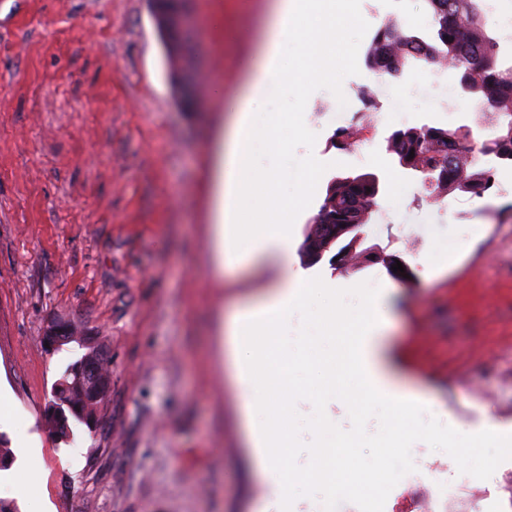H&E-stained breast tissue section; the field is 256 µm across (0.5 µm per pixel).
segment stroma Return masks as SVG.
Instances as JSON below:
<instances>
[{
	"label": "stroma",
	"mask_w": 512,
	"mask_h": 512,
	"mask_svg": "<svg viewBox=\"0 0 512 512\" xmlns=\"http://www.w3.org/2000/svg\"><path fill=\"white\" fill-rule=\"evenodd\" d=\"M272 0H187L182 33L186 81L196 109L179 104L150 0H0V387L15 429L41 445L31 459L51 512H256L262 502L236 385L232 338L223 322L256 300L269 275L242 264L218 271L215 163L225 105L244 99ZM365 26L345 28L339 83L295 81L261 112L295 120L281 147L260 153L293 190L310 164L320 203L336 176L373 173L389 207L362 228L364 246L400 256L332 270L337 287L385 289L389 319L378 352L403 390L427 400L430 416L459 432L491 416L512 424V182L481 196L457 193L446 208L412 188L386 139L401 122L386 99L364 109L375 76L365 50L385 22L422 36L434 28L426 0H354ZM432 66L418 61L390 87L405 90L410 124L471 128L486 135L483 109L435 99ZM367 110L373 140L330 145L336 101ZM454 245L445 272L427 268ZM58 316L75 321L112 360V387L95 428L75 425L70 443L42 424L52 385L84 343L45 350ZM82 454L83 466L71 464ZM416 480L397 484L386 507L460 492L465 512L474 478L422 442Z\"/></svg>",
	"instance_id": "obj_1"
}]
</instances>
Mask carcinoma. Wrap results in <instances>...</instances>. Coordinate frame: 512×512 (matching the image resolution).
I'll list each match as a JSON object with an SVG mask.
<instances>
[{"mask_svg":"<svg viewBox=\"0 0 512 512\" xmlns=\"http://www.w3.org/2000/svg\"><path fill=\"white\" fill-rule=\"evenodd\" d=\"M427 3L435 26L431 36L425 38L387 25L375 33L365 61L378 75L402 69L413 60L447 61L459 76V83L468 85L469 94L485 105L493 104V133L477 144L466 126L409 127L393 132L395 138L388 139V151L397 157L401 167L409 154H414L413 160L434 175L429 191L435 197L455 192L480 196L491 189L494 172L476 168L471 154L477 151L512 162V58H500V40L485 27V0ZM363 194V185L346 176L331 179L299 248L303 265L312 266L332 251L349 255L356 267L367 262L369 249L360 248V228L365 224ZM350 221L357 227L347 232L339 230ZM90 356L95 359L101 384L111 387L110 361L99 344L65 367L52 386L51 402L58 409L47 407L43 413L45 425L61 440L73 436L72 425L76 422L93 428L91 418L103 407L104 401L96 399L80 383L84 360Z\"/></svg>","mask_w":512,"mask_h":512,"instance_id":"carcinoma-1","label":"carcinoma"}]
</instances>
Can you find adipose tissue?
<instances>
[{"label": "adipose tissue", "instance_id": "1", "mask_svg": "<svg viewBox=\"0 0 512 512\" xmlns=\"http://www.w3.org/2000/svg\"><path fill=\"white\" fill-rule=\"evenodd\" d=\"M363 25L350 0H278L269 24L266 49L254 73L248 99L232 105V121L226 151L218 155V220L215 226L220 264L269 262L273 276L269 291L238 312L230 333L240 363L237 383L243 398L244 419L254 459L269 495L287 503L296 483L312 478L328 487L336 485V452L349 447L334 426L321 425L310 474L285 472L282 457L292 435L285 411L289 399L307 393L305 383L290 379V366L278 351V336L286 317L317 293H332L335 285L324 276L302 270L294 252L293 213L308 206V186H300L296 198L286 200L278 192L279 176L259 170V151L279 141L283 117L254 111L250 101L281 88V64L289 41L300 46V66L319 56L335 41L341 23ZM320 335L342 337L338 358L322 357L313 363L331 391L344 394L354 406L401 404L404 391L374 346L360 342L363 330L352 313L323 311L318 319Z\"/></svg>", "mask_w": 512, "mask_h": 512}]
</instances>
